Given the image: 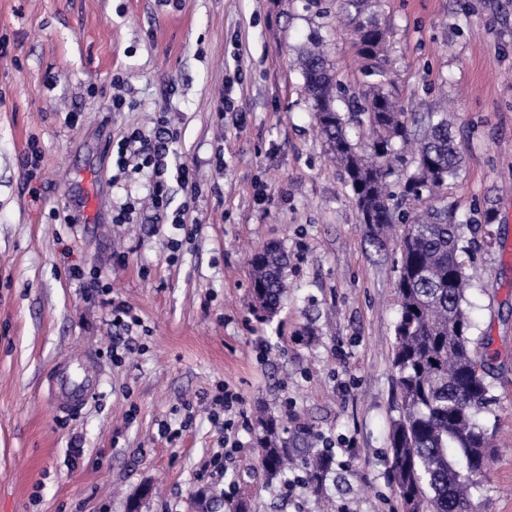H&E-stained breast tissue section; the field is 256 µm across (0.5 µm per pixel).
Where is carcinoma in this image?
I'll use <instances>...</instances> for the list:
<instances>
[{
    "instance_id": "obj_1",
    "label": "carcinoma",
    "mask_w": 512,
    "mask_h": 512,
    "mask_svg": "<svg viewBox=\"0 0 512 512\" xmlns=\"http://www.w3.org/2000/svg\"><path fill=\"white\" fill-rule=\"evenodd\" d=\"M355 33L369 61L366 76L377 77L363 99L346 100L318 49L305 53L302 75L316 124L329 155L346 174L360 223L402 224L393 357L400 410L390 435L391 466L401 501H416L417 512H472V493L489 468L491 431L483 414L492 402L485 360L471 336L470 276L462 258L469 253L466 232L473 225L448 221L446 206L411 216L397 211L388 181L396 141L415 143L416 169L400 182L399 196L408 201L435 195L457 176L460 157L447 115L439 112L424 124L387 89L390 81L381 66L384 31L360 22ZM353 125L365 130L368 143L351 136ZM249 264L255 310L269 319L284 296V257L269 243ZM258 426L268 479L298 462L307 483L321 484L331 465L324 450L288 447V429L274 417Z\"/></svg>"
}]
</instances>
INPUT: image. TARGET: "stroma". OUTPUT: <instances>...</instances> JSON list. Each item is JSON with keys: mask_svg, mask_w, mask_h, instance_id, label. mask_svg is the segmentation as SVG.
I'll use <instances>...</instances> for the list:
<instances>
[{"mask_svg": "<svg viewBox=\"0 0 512 512\" xmlns=\"http://www.w3.org/2000/svg\"><path fill=\"white\" fill-rule=\"evenodd\" d=\"M351 12L348 0H0V512H200L201 491L229 481L245 512H402L390 463L398 244L360 223L299 63L322 43L360 95ZM362 18L386 34L393 94L447 112L462 155L439 197L408 210L446 206L464 224L496 213L493 245L468 259L472 334L496 354L495 448L472 508L512 512V0H368ZM118 93L134 110L111 111ZM161 110L178 132L170 213L113 223L149 182L113 185L111 142ZM183 164L196 197L177 180ZM178 211L195 231L174 228ZM270 242L288 257V294L263 320L249 258ZM75 266L101 271L109 291L72 279ZM116 302L141 319L120 361ZM65 359L97 381L70 414L47 385ZM223 384L240 396L226 413L231 455L211 419ZM262 413L291 447L334 443L322 487L288 497L267 480Z\"/></svg>", "mask_w": 512, "mask_h": 512, "instance_id": "1", "label": "stroma"}]
</instances>
